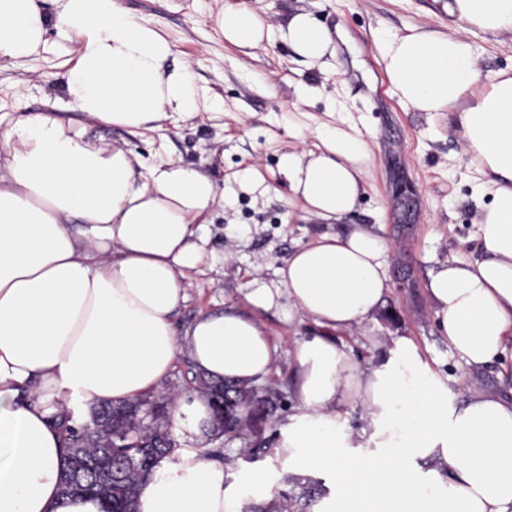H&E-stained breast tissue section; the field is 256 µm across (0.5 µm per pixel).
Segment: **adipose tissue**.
Instances as JSON below:
<instances>
[{"label": "adipose tissue", "instance_id": "obj_1", "mask_svg": "<svg viewBox=\"0 0 512 512\" xmlns=\"http://www.w3.org/2000/svg\"><path fill=\"white\" fill-rule=\"evenodd\" d=\"M53 2L47 13L37 0H0V60L40 54L51 30L75 45L62 77L71 116L0 115V512H101L97 500L61 498L52 416L149 396L183 350L210 377L261 381L278 347L260 315L278 308L318 329L292 350L295 412L273 450L288 476L327 482L313 512H512V76L482 85L471 39L512 36V0H439L452 32L379 41L404 110L455 114L481 175L476 192L491 197L477 219L481 257L444 260L428 275L449 351L469 369L498 367L507 386L457 403L412 340L366 368L339 342L390 291L393 245L362 224L297 248L277 287L254 280L245 312L205 314L177 332L219 185L201 167L148 165L90 133L194 118L191 74L167 70L171 43L117 0ZM217 27L240 47L270 34L245 0ZM279 38L307 67L326 69L332 35L311 12L292 15ZM318 138L319 148L283 153L279 168L306 215L331 224L356 207L369 156L358 135ZM345 404L359 408L360 429L339 427ZM274 498L263 473L246 498L223 465L183 448L141 488L137 512H249Z\"/></svg>", "mask_w": 512, "mask_h": 512}]
</instances>
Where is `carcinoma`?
Masks as SVG:
<instances>
[{
	"mask_svg": "<svg viewBox=\"0 0 512 512\" xmlns=\"http://www.w3.org/2000/svg\"><path fill=\"white\" fill-rule=\"evenodd\" d=\"M194 390L208 401L210 410H219L224 418L211 417L208 433L218 438L229 434L257 433L263 421L281 408V394L257 384L216 381L201 373L194 376ZM172 399L147 396L135 401L88 404V415L82 417L65 410L54 417L61 431L65 454L61 463V495L91 497L103 510L136 512V499L145 483L152 480L165 460H172L179 449L170 431L168 405ZM251 408L247 418L239 407ZM77 459L85 465L75 480L67 464ZM285 478V489L275 501L260 512H290L294 501L291 485ZM300 497L312 507L326 493L319 481L309 480L301 486Z\"/></svg>",
	"mask_w": 512,
	"mask_h": 512,
	"instance_id": "cac0c4a2",
	"label": "carcinoma"
}]
</instances>
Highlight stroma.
Listing matches in <instances>:
<instances>
[{
    "instance_id": "35a3bbf8",
    "label": "stroma",
    "mask_w": 512,
    "mask_h": 512,
    "mask_svg": "<svg viewBox=\"0 0 512 512\" xmlns=\"http://www.w3.org/2000/svg\"><path fill=\"white\" fill-rule=\"evenodd\" d=\"M135 18L148 22L171 41L175 63L189 64L198 92L210 98L207 109L189 121L168 120L163 130L128 132L107 127V143L124 145L145 163L180 159L210 170L224 193L204 227L207 257L187 281V301L175 316L186 329L211 311L242 309L253 278L276 286L275 270L294 249L325 233L341 234L355 224H370L394 244L387 269L391 290L379 310L352 333L344 345L360 365L379 360L372 339L386 343L406 337L447 384L452 395L462 387L498 390L495 367L463 368L440 337L428 295V273L436 262L480 257L474 197L476 172L460 161L462 141L447 116L407 112L391 92L375 45L380 34H405L419 27L447 31L448 16L436 0H248L264 25L286 26L290 16L308 10L335 31L330 73L306 68L282 43L236 47L219 33L216 18L237 0H119ZM478 68L484 82L498 72L512 75V39L477 35ZM64 49L22 62H0V113L11 116L54 112L61 104ZM324 85L309 104H296L293 80ZM360 132L371 155L357 207L341 221L323 224L307 218L279 173V160L305 136V148L318 145L317 130ZM251 169L263 178L264 193L243 189L239 181ZM410 184L415 205L403 211L395 197L398 185ZM263 321L279 346L267 379L282 396L276 418L263 436L276 444L280 428L294 412L296 376L290 351L315 333L311 323L285 321L277 311ZM171 432L183 448L220 449V461L249 476L267 474L283 480L271 454L248 455L243 439H212L189 433L180 421Z\"/></svg>"
}]
</instances>
